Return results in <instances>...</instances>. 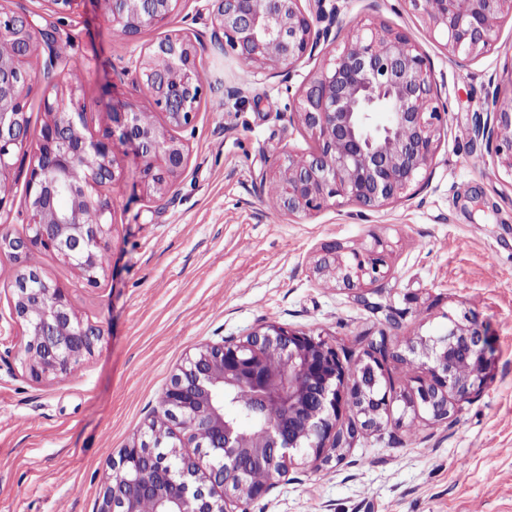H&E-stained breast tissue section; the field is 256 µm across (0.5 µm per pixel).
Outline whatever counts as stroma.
Returning <instances> with one entry per match:
<instances>
[{"mask_svg":"<svg viewBox=\"0 0 512 512\" xmlns=\"http://www.w3.org/2000/svg\"><path fill=\"white\" fill-rule=\"evenodd\" d=\"M38 28L56 26L62 67L77 75L92 129L113 98L141 96L131 59L158 39L113 30L103 0L66 17L49 0H0ZM316 21L343 42L371 21L419 44L447 107L444 129L415 197L377 211L330 206L291 216L273 205L265 176L283 152L313 142L290 109L293 88L323 63L257 70L224 52L203 0H186L171 29L190 33L209 87L182 175L143 194L137 166L108 191L114 231L98 288L49 252L42 273L68 288L78 316L103 337L67 380L37 385L19 359L0 368V512H96L106 474L154 412L172 375L200 344L245 340L269 322L310 331L363 358L371 341L404 342L444 331L461 310L491 343L486 386L447 420L407 418L361 435L331 462H296L247 512H512V176L481 133L499 88L512 84V20L488 53L454 57L402 0H325ZM237 95H229V88ZM381 238L388 276L348 290L317 277L329 242L359 249ZM418 300L408 305L407 292ZM402 314L391 317L390 308Z\"/></svg>","mask_w":512,"mask_h":512,"instance_id":"stroma-1","label":"stroma"}]
</instances>
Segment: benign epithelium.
<instances>
[{
	"instance_id": "7a95c632",
	"label": "benign epithelium",
	"mask_w": 512,
	"mask_h": 512,
	"mask_svg": "<svg viewBox=\"0 0 512 512\" xmlns=\"http://www.w3.org/2000/svg\"><path fill=\"white\" fill-rule=\"evenodd\" d=\"M183 0H105L113 29L134 37L163 28ZM224 35V49L258 65L291 68L313 57L320 46L314 19L322 13L302 0H206ZM410 10L444 40L453 56H480L491 50L512 0H405ZM0 40L15 52L0 57V214L13 204L7 182L14 160L28 153L27 117L31 85L26 63L41 48L49 66L58 61L52 31H36L29 16L0 6ZM136 84L152 89L150 101L165 118L146 126L136 103L112 100V125L97 133L89 126L79 86L58 74L43 89L47 119L37 133L26 178L28 232L0 233V254L21 264L35 251L50 252L74 268L90 287L100 283L103 240L113 234L105 191L123 181L124 156L138 163L139 184L148 195L162 194L186 169L188 145L182 133L193 127L207 83L197 50L186 32H167L140 52ZM295 115L314 140L299 165L286 153L273 165L271 181L282 182L281 210L311 215L331 204L351 203L378 210L410 200L420 189L436 153L444 123L432 69L405 32L382 23L355 26L343 45L326 53L319 70L303 82ZM482 133L495 140L499 167L512 176V95L497 99ZM91 157L94 167L82 172ZM95 207L99 220L84 224L81 212ZM313 271L331 275L347 289L385 278L388 251L380 240L360 250L332 242L321 247ZM11 316L19 334L0 339V360L17 355L34 383L69 376L91 356L101 339L97 325L81 320L69 293L40 272L13 283ZM269 352L286 366L283 377L268 372ZM419 358L423 374L403 396L383 386V362ZM490 341L468 318L450 319L446 331L405 345L383 335L355 364L342 350L305 330L270 322L242 342L206 344L173 376L162 395L164 410L182 428L179 442L161 453L153 448L158 419L139 440L122 449L99 497L96 512H139L151 498L156 512H237L262 498L295 459L327 462L330 452L351 447L363 431L409 416L448 419L455 403L479 392L489 377ZM248 389L252 432L227 418L224 395ZM280 416L269 420L268 413ZM350 417L342 422L343 414ZM207 443L200 458L183 454L198 431ZM263 468L270 479L253 484L249 470Z\"/></svg>"
}]
</instances>
